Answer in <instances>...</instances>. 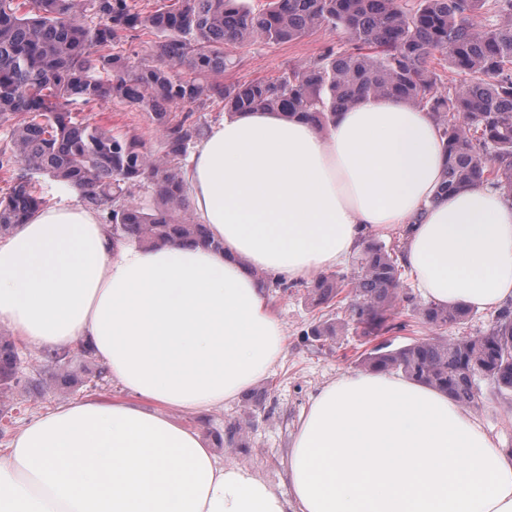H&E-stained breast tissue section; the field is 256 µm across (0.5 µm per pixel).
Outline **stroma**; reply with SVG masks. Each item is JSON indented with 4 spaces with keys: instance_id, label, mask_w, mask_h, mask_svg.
<instances>
[{
    "instance_id": "35a3bbf8",
    "label": "stroma",
    "mask_w": 512,
    "mask_h": 512,
    "mask_svg": "<svg viewBox=\"0 0 512 512\" xmlns=\"http://www.w3.org/2000/svg\"><path fill=\"white\" fill-rule=\"evenodd\" d=\"M355 51L356 45L342 29L323 28L298 39L265 43L256 41L230 47L234 63L225 69L220 80L227 85L273 79L298 65L320 59L328 49ZM84 119L112 128L114 132L137 138L147 151H164L161 128L149 114L112 101L84 112ZM307 284H292L288 289L270 288L269 293L286 332V347L277 365L248 394L224 409L205 416L187 415V424L201 426L216 433L230 422L249 425V445L234 448L220 445L227 461L250 468L273 485H281L286 466L285 451L296 431L299 416L311 395L328 381L350 369H358L366 346L354 331H346L326 340L315 341L312 327L321 321L346 318V304L312 306L307 298ZM402 293L412 297V306H400L394 316V329L382 335V342L399 348L429 335L417 309L424 300L419 296L410 272L402 274ZM22 359L20 373L24 386L0 398V445H6L18 429L37 414L62 403L77 400L93 392L112 393L109 379L99 377L89 382L90 373H98V363L74 357L69 372L72 383L53 377L42 353L26 344H18ZM480 399L471 410L483 430L502 448L512 449V400L501 397L494 384L480 380Z\"/></svg>"
}]
</instances>
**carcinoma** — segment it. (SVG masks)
Listing matches in <instances>:
<instances>
[{
	"label": "carcinoma",
	"mask_w": 512,
	"mask_h": 512,
	"mask_svg": "<svg viewBox=\"0 0 512 512\" xmlns=\"http://www.w3.org/2000/svg\"><path fill=\"white\" fill-rule=\"evenodd\" d=\"M488 3L496 22L479 26L474 17ZM323 27L344 29L368 52L330 49L274 80H218L232 64L226 46L293 40ZM130 33L155 36L148 57L133 62L114 51ZM438 54L459 84L437 86ZM390 95L425 110L440 129L448 164L436 197L488 184L512 198V0H417L411 8L401 0H270L256 13L239 0H171L147 12L132 0H0V121L18 118L0 145V171L10 174L8 192L0 194V237L44 204L39 178L46 177L105 212L116 237L147 245L186 240L219 250L222 244L186 212L179 165L207 126L170 119L171 106L220 101L227 112L289 111L324 128L336 109ZM113 100L150 114L164 133V154L78 118ZM145 184L159 206L130 201ZM357 267L351 284L323 277L312 289L319 305L347 287L352 295L347 319L314 326L315 340L350 325L370 343L392 329L401 299L397 250L370 242ZM419 314L434 335L397 349L377 344L361 363L464 405L477 401L478 377L512 397V306L501 308L487 331L455 339L443 331L469 309L429 304ZM17 365L14 344L0 338V394L20 386ZM244 434L239 422L224 427L225 440L238 448L248 447Z\"/></svg>",
	"instance_id": "carcinoma-1"
}]
</instances>
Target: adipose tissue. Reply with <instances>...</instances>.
<instances>
[{
    "instance_id": "1",
    "label": "adipose tissue",
    "mask_w": 512,
    "mask_h": 512,
    "mask_svg": "<svg viewBox=\"0 0 512 512\" xmlns=\"http://www.w3.org/2000/svg\"><path fill=\"white\" fill-rule=\"evenodd\" d=\"M429 114L396 96L327 130L260 108L225 113L184 170L221 249L113 239L77 197L0 240V328L46 353L87 344L119 387L34 416L0 448V512H512V450L448 395L349 370L300 416L280 491L178 418L233 403L280 360L260 273L307 283L369 236L411 225L403 256L429 302H512V200L437 196Z\"/></svg>"
}]
</instances>
